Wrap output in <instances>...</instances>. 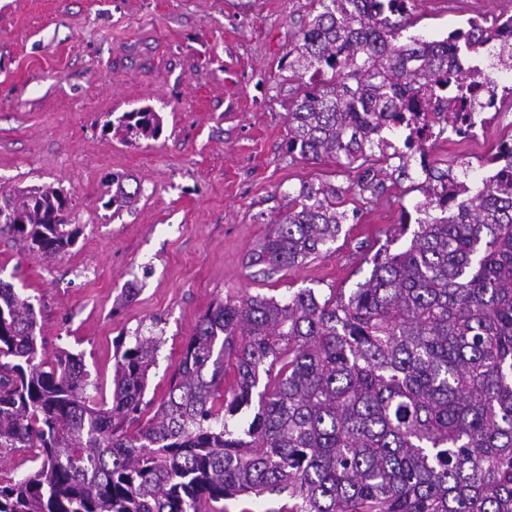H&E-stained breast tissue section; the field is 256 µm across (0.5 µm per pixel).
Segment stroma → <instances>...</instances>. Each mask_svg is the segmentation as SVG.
Returning a JSON list of instances; mask_svg holds the SVG:
<instances>
[{"instance_id": "stroma-1", "label": "stroma", "mask_w": 512, "mask_h": 512, "mask_svg": "<svg viewBox=\"0 0 512 512\" xmlns=\"http://www.w3.org/2000/svg\"><path fill=\"white\" fill-rule=\"evenodd\" d=\"M312 0H0V189L52 185L68 193L74 245L42 259L0 236V279L40 310L47 352L83 354L88 393L111 400L115 343L159 336L147 394L161 398L185 340L219 298L349 290L369 277L382 244L400 250L403 209L419 192L392 175L360 197V172L288 155V109L300 82L288 54ZM512 0H418L410 35L430 37ZM143 106L163 118L158 140L125 143L107 121ZM512 135V102L461 158L457 136L433 145L438 170L481 186L478 170ZM140 184L113 214L108 176ZM330 183L346 218L328 251L266 278L248 254L301 185ZM134 298L118 305L125 289Z\"/></svg>"}]
</instances>
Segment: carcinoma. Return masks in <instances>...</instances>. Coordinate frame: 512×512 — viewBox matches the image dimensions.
<instances>
[{"instance_id": "carcinoma-1", "label": "carcinoma", "mask_w": 512, "mask_h": 512, "mask_svg": "<svg viewBox=\"0 0 512 512\" xmlns=\"http://www.w3.org/2000/svg\"><path fill=\"white\" fill-rule=\"evenodd\" d=\"M288 67L303 80L288 110V153L363 169L382 187L385 133L421 99L453 89L442 120L475 90L448 70V43L403 38L406 0H315ZM482 28L462 37L479 54ZM106 129L156 140V112ZM112 176L108 204L141 193ZM424 200L409 246L380 248L346 293L213 302L158 401L145 399L161 338L114 354L112 404L87 393L83 354L47 355L30 297L0 278V456L38 468L0 477V512H224L243 495L267 512H512V173L461 200L453 219ZM336 186L303 185L267 224L249 265L271 275L332 245ZM0 235L45 259L78 229L52 186L0 192ZM32 455L30 453L16 452L9 454L4 460L0 461V475L2 477L22 478L33 472L38 463L30 461Z\"/></svg>"}]
</instances>
